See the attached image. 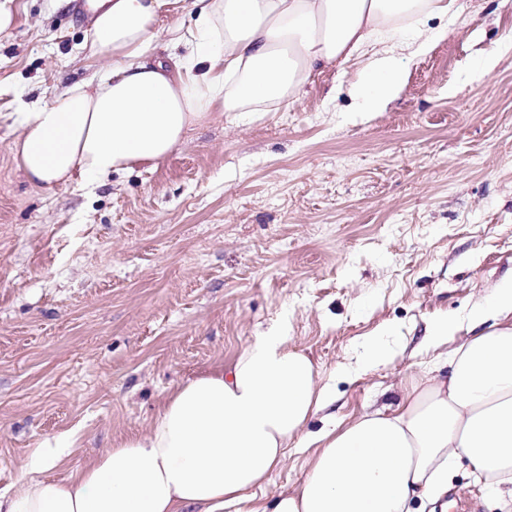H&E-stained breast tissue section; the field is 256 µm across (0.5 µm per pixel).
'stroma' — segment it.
Here are the masks:
<instances>
[{
  "label": "stroma",
  "instance_id": "1",
  "mask_svg": "<svg viewBox=\"0 0 512 512\" xmlns=\"http://www.w3.org/2000/svg\"><path fill=\"white\" fill-rule=\"evenodd\" d=\"M397 99L361 112L356 68L314 74L276 112L215 117L156 166L88 191L32 187L15 112L110 70L89 19L12 0L0 33V491L31 454L65 480L146 434L168 395L285 328L332 387L337 421L388 406L430 361V323L464 316L512 270V0H459ZM391 350L369 366V339ZM312 455L289 448L254 489L265 512ZM445 512H503L466 461Z\"/></svg>",
  "mask_w": 512,
  "mask_h": 512
}]
</instances>
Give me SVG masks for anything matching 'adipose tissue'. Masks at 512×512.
<instances>
[{
    "label": "adipose tissue",
    "mask_w": 512,
    "mask_h": 512,
    "mask_svg": "<svg viewBox=\"0 0 512 512\" xmlns=\"http://www.w3.org/2000/svg\"><path fill=\"white\" fill-rule=\"evenodd\" d=\"M169 0H99L85 47L112 69L20 115L17 166L35 188L156 164L216 111L275 112L299 100L316 71L359 67L362 111L398 97L407 56L438 34L426 18L458 0H208L191 26H161ZM193 47L169 71L153 57L162 32ZM472 337L388 411L306 431L331 400L320 371L284 329L257 337L226 370L198 376L164 403L147 434L124 439L71 480L48 474L61 447L37 449L30 477L0 493V512H252L289 446L313 449L301 485L272 512H417L437 503L467 460L494 493L512 497V276L462 317L430 329L429 347Z\"/></svg>",
    "instance_id": "adipose-tissue-1"
}]
</instances>
